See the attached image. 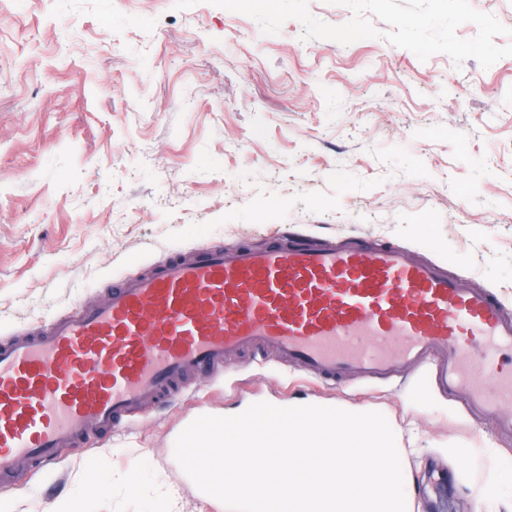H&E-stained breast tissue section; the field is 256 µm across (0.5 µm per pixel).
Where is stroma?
<instances>
[{
  "label": "stroma",
  "instance_id": "35a3bbf8",
  "mask_svg": "<svg viewBox=\"0 0 512 512\" xmlns=\"http://www.w3.org/2000/svg\"><path fill=\"white\" fill-rule=\"evenodd\" d=\"M198 0H0V339L177 249L260 247L284 231L359 235L439 262L512 310V57L420 61L382 38L302 40ZM423 374L328 390L275 359L235 361L59 468L25 478L48 507L75 472L111 471L93 512H225L174 455L202 411L251 404L382 413L409 512H502L512 440L422 395ZM139 471L141 481L127 477Z\"/></svg>",
  "mask_w": 512,
  "mask_h": 512
}]
</instances>
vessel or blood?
<instances>
[{"label": "vessel or blood", "mask_w": 512, "mask_h": 512, "mask_svg": "<svg viewBox=\"0 0 512 512\" xmlns=\"http://www.w3.org/2000/svg\"><path fill=\"white\" fill-rule=\"evenodd\" d=\"M266 350L328 384L430 365V383L466 389L470 411L512 435V314L492 290L391 243L212 242L0 342V489L20 464L50 467L62 444L111 435L187 379Z\"/></svg>", "instance_id": "obj_1"}]
</instances>
